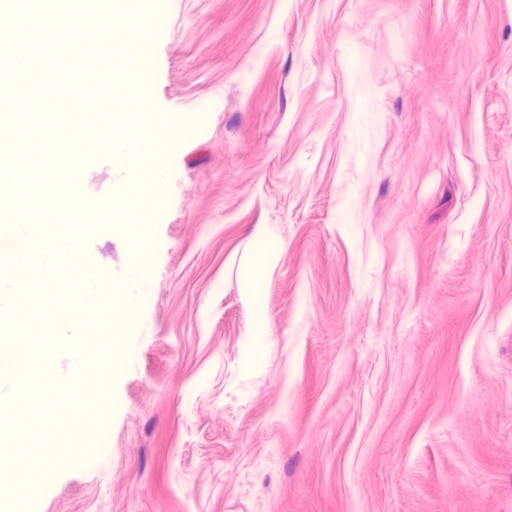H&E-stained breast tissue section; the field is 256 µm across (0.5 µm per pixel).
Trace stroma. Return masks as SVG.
I'll list each match as a JSON object with an SVG mask.
<instances>
[{"label": "stroma", "mask_w": 512, "mask_h": 512, "mask_svg": "<svg viewBox=\"0 0 512 512\" xmlns=\"http://www.w3.org/2000/svg\"><path fill=\"white\" fill-rule=\"evenodd\" d=\"M136 7L168 18L146 70L114 48L89 82L126 75L111 144L144 110L178 144L148 143L146 183L79 141L84 199L126 178L153 210H86L70 266L104 297L73 315L101 340L41 368L110 397L16 414L0 512H512V0ZM56 428L84 453L45 481ZM149 276L150 270L148 269V266L141 261L140 257L137 255L133 264L129 266L126 280L130 287H134L136 292H139L140 301H145L147 298V294L145 289H142V285L147 283Z\"/></svg>", "instance_id": "obj_1"}]
</instances>
